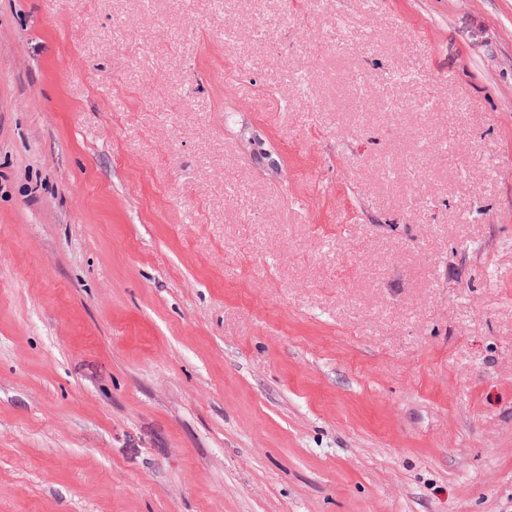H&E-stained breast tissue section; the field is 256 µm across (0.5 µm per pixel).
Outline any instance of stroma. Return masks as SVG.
<instances>
[{"label": "stroma", "instance_id": "obj_1", "mask_svg": "<svg viewBox=\"0 0 512 512\" xmlns=\"http://www.w3.org/2000/svg\"><path fill=\"white\" fill-rule=\"evenodd\" d=\"M0 512H512V0H0Z\"/></svg>", "mask_w": 512, "mask_h": 512}]
</instances>
